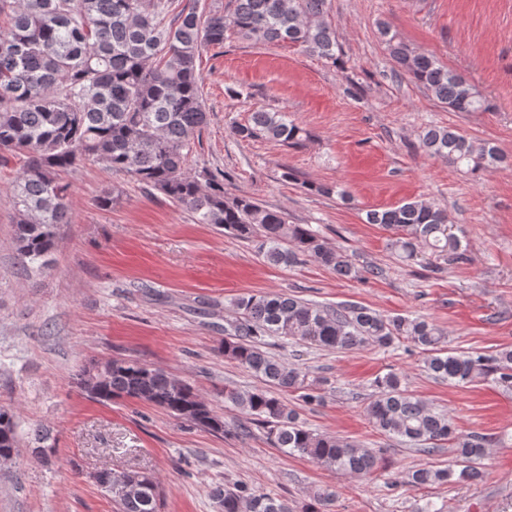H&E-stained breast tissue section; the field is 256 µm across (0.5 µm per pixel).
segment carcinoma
Listing matches in <instances>:
<instances>
[{"label":"carcinoma","instance_id":"1","mask_svg":"<svg viewBox=\"0 0 512 512\" xmlns=\"http://www.w3.org/2000/svg\"><path fill=\"white\" fill-rule=\"evenodd\" d=\"M168 0H0V160L24 157L9 195L14 240L31 264L51 254L59 228L70 223V184L64 174L85 160L106 164L190 212L199 224H213L256 242L263 260L290 267L309 257L346 279L376 276L375 266L358 267L353 256L329 246L303 224H290L248 194L229 196L224 176L204 168L186 170L195 139L207 125L196 60L202 48L224 44L232 32L255 44L288 41L321 58L336 60V32L325 19L327 0H232L228 15L219 7L199 11L190 0L165 24ZM390 56L404 74L425 87L452 112H489L491 102L434 56L389 39ZM302 130L282 112L257 111L231 134L241 140L266 138L283 145L302 141ZM418 148L470 172L502 160L497 147L456 129L429 127ZM366 222L392 233L390 249L403 262L422 254L449 265L467 261L451 232L448 213L426 201L410 200L366 213ZM240 317L224 329L219 352L252 373L263 386L250 391L224 388V402L246 422L267 429L274 447L348 475L376 470L374 451L302 422L282 394L301 392L306 402L322 396L305 375L266 350L280 338L326 350L349 351L407 342L427 353L424 368L436 379L467 384L490 375L512 384V350L494 354L448 352L446 337L432 323L388 317L365 306H324L277 293L238 297ZM102 373L82 370L77 385L93 400L128 398L168 411L214 434L224 420L192 389L163 369L135 359L115 358ZM365 415L382 434L413 448L454 444L458 469H418L414 485L471 481L481 476L488 437L457 433L448 413L409 393L389 372L374 380ZM18 447L14 411L0 405V461ZM223 512H290L279 498L245 484L212 492ZM118 512H158L154 479L144 474L114 497Z\"/></svg>","mask_w":512,"mask_h":512}]
</instances>
